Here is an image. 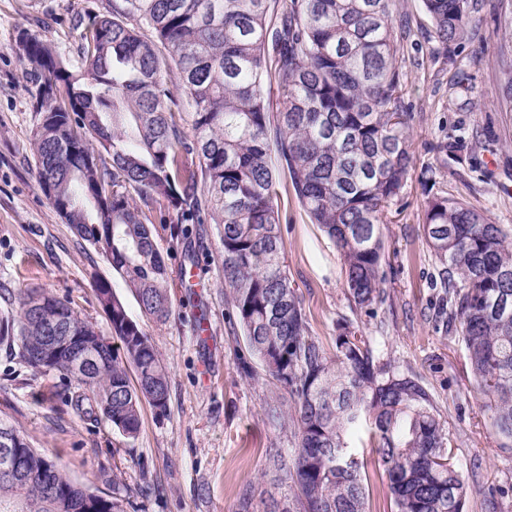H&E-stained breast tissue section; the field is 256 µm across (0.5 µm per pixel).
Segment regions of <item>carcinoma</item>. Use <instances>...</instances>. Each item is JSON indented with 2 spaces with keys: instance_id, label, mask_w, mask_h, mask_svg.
Masks as SVG:
<instances>
[{
  "instance_id": "1",
  "label": "carcinoma",
  "mask_w": 512,
  "mask_h": 512,
  "mask_svg": "<svg viewBox=\"0 0 512 512\" xmlns=\"http://www.w3.org/2000/svg\"><path fill=\"white\" fill-rule=\"evenodd\" d=\"M445 58L466 41L483 0H421ZM395 0H112L81 30V67L23 30L24 69L39 80L42 120L33 135L35 178L54 210L103 256L158 321L172 311L158 229L190 239L193 224L216 225L228 319L274 392L265 414L293 430L284 512H370L368 477L348 437L370 425L395 512H466L471 486L419 379L382 364L352 321L337 325L331 349L309 331L284 261L279 188L292 194L333 243L344 288L368 314L385 302L387 209L415 169L413 116L404 101V45L410 16ZM274 68H268L267 62ZM281 99L270 108L271 84ZM499 95L512 111V63ZM193 103L191 130L176 120L180 96ZM421 221L448 315L487 400L495 433L512 443V237L487 215L435 194L421 172ZM112 338L99 344L89 379L68 354L44 359V320L29 302L65 317L69 334L100 336L68 300L42 288L12 292L0 313V347L37 374L78 385L67 405L106 420L129 439L140 409L168 406V371L155 345L105 278ZM136 373L131 383L127 365ZM289 406H284L285 398ZM26 480L0 476V512H123L120 500L73 481L15 427ZM512 498V484L485 492L487 512Z\"/></svg>"
}]
</instances>
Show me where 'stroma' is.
Listing matches in <instances>:
<instances>
[{"label": "stroma", "instance_id": "stroma-1", "mask_svg": "<svg viewBox=\"0 0 512 512\" xmlns=\"http://www.w3.org/2000/svg\"><path fill=\"white\" fill-rule=\"evenodd\" d=\"M112 0H0V309L2 293L45 288L68 298L102 334L110 323L92 287L111 281L128 314L139 322L168 366L166 414L141 407L136 438L105 421L81 420L54 396L58 380L37 374L0 348V421L23 429L33 446L56 459L75 481L121 499L124 512H282L289 480L270 456L288 449V430L264 413L270 388L246 378L240 332L231 331L215 225L186 242L159 232L156 243L173 280L172 314L142 315L134 293L111 265L88 248L53 209L34 175L32 136L42 115L35 89L15 50L20 30L74 54L81 23ZM414 33L405 49V102L414 114L417 168L431 167L435 192L456 198L512 233V112L501 111L493 0L480 14L488 44L471 42L453 59L435 57L420 0H401ZM447 152H439L440 143ZM452 162H444V154ZM423 201L410 177L391 205L384 234L391 269L388 298L376 317L353 311L342 261L292 194H281L288 273L303 299L311 335L331 347L339 322H356L381 362L412 370L433 395L434 407L462 464H476L466 512H484L487 488L512 482V447L491 426L457 334L436 326L441 290L419 218ZM193 247L196 267L186 268Z\"/></svg>", "mask_w": 512, "mask_h": 512}]
</instances>
